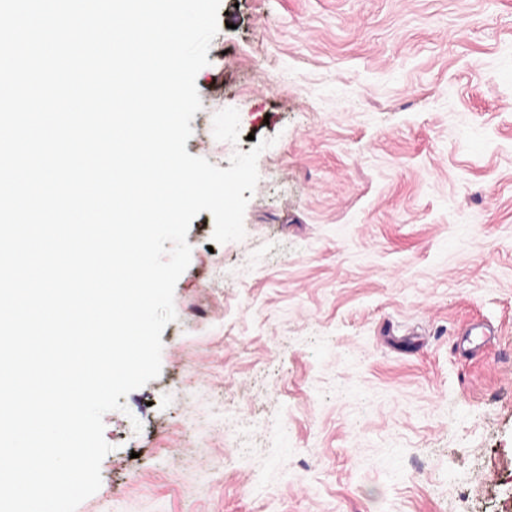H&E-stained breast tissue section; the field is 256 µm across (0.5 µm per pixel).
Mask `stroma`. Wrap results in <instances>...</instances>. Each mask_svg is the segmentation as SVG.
Instances as JSON below:
<instances>
[{"label":"stroma","instance_id":"1","mask_svg":"<svg viewBox=\"0 0 512 512\" xmlns=\"http://www.w3.org/2000/svg\"><path fill=\"white\" fill-rule=\"evenodd\" d=\"M160 375L77 512H512V0H222Z\"/></svg>","mask_w":512,"mask_h":512}]
</instances>
